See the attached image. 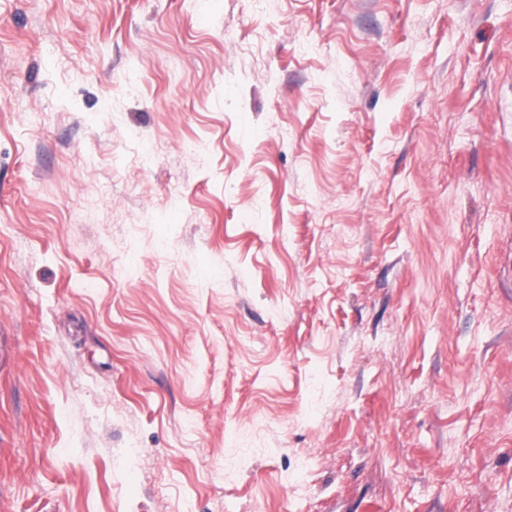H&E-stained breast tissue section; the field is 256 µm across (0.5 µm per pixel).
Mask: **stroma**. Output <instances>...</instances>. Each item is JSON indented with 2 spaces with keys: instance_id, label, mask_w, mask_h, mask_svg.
<instances>
[{
  "instance_id": "stroma-1",
  "label": "stroma",
  "mask_w": 512,
  "mask_h": 512,
  "mask_svg": "<svg viewBox=\"0 0 512 512\" xmlns=\"http://www.w3.org/2000/svg\"><path fill=\"white\" fill-rule=\"evenodd\" d=\"M0 512H512V0H0Z\"/></svg>"
}]
</instances>
